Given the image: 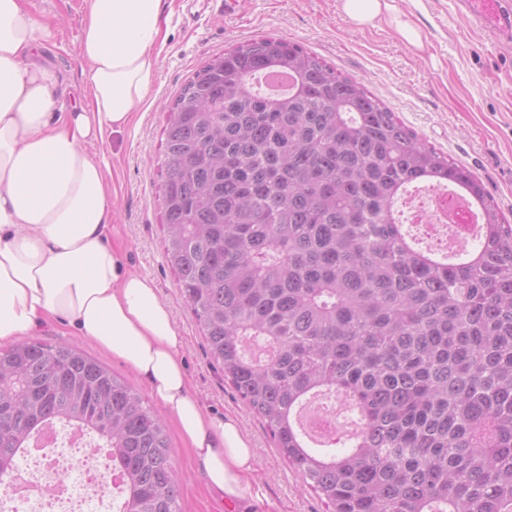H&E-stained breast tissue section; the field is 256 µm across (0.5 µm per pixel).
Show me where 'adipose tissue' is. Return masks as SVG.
<instances>
[{
  "label": "adipose tissue",
  "instance_id": "adipose-tissue-1",
  "mask_svg": "<svg viewBox=\"0 0 512 512\" xmlns=\"http://www.w3.org/2000/svg\"><path fill=\"white\" fill-rule=\"evenodd\" d=\"M163 0H87L79 55L89 102L62 106L30 0H0V344L55 319L128 363L174 420L227 512L258 498L238 421L192 394L183 339L152 280L109 242L105 170L86 150L125 129L158 66Z\"/></svg>",
  "mask_w": 512,
  "mask_h": 512
}]
</instances>
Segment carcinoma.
<instances>
[{
	"label": "carcinoma",
	"instance_id": "carcinoma-1",
	"mask_svg": "<svg viewBox=\"0 0 512 512\" xmlns=\"http://www.w3.org/2000/svg\"><path fill=\"white\" fill-rule=\"evenodd\" d=\"M293 78L277 94L261 75ZM165 257L211 359L328 512H512V224L363 84L281 37L208 60L167 112ZM482 209L468 256L408 240V187ZM342 395L361 434L306 445ZM46 424L110 449L118 512H182L165 424L65 343L0 350V479Z\"/></svg>",
	"mask_w": 512,
	"mask_h": 512
}]
</instances>
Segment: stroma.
Returning <instances> with one entry per match:
<instances>
[{
	"label": "stroma",
	"mask_w": 512,
	"mask_h": 512,
	"mask_svg": "<svg viewBox=\"0 0 512 512\" xmlns=\"http://www.w3.org/2000/svg\"><path fill=\"white\" fill-rule=\"evenodd\" d=\"M49 28L42 56L56 71L60 100H88L90 86L78 54L85 0H31ZM396 14L415 26L421 46L409 45L388 17L369 26L350 20L340 0H200L197 19L182 0H163L166 43L146 99L123 131L90 144L109 166L112 243L123 246L130 270L156 284L184 338L181 357L191 391L218 416L235 417L256 454L259 500L248 512H326L325 505L280 455L265 424L225 380L206 353L205 341L164 257L162 195L166 114L194 72L210 57L252 38L276 36L316 53L343 75L361 81L427 145L470 169L501 214L512 223V47L470 30L455 0H393ZM35 340L76 347L124 378L156 415L135 371L92 340L60 322L42 325ZM167 432L172 462L182 477L183 512H224L208 491L175 423Z\"/></svg>",
	"instance_id": "stroma-1"
}]
</instances>
